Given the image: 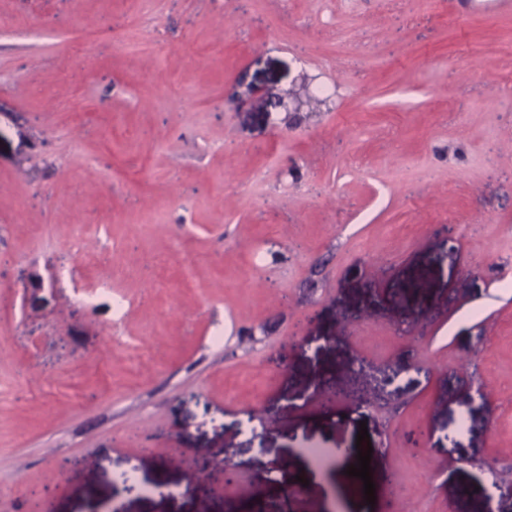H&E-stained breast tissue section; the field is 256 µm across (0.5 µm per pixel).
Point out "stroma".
<instances>
[{
	"mask_svg": "<svg viewBox=\"0 0 512 512\" xmlns=\"http://www.w3.org/2000/svg\"><path fill=\"white\" fill-rule=\"evenodd\" d=\"M363 427L370 512H512V13L0 0V512H354Z\"/></svg>",
	"mask_w": 512,
	"mask_h": 512,
	"instance_id": "stroma-1",
	"label": "stroma"
}]
</instances>
